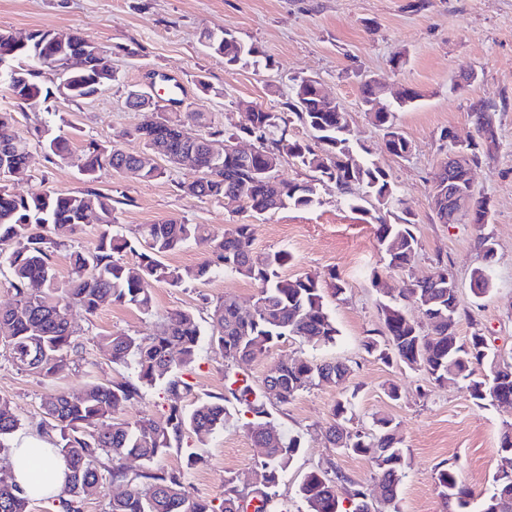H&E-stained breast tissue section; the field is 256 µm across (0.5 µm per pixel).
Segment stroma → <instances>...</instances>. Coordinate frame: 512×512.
<instances>
[{
  "mask_svg": "<svg viewBox=\"0 0 512 512\" xmlns=\"http://www.w3.org/2000/svg\"><path fill=\"white\" fill-rule=\"evenodd\" d=\"M39 28L77 29L112 51L116 79L93 98L66 99L47 73L40 83L51 94L37 107L18 105L0 89V112L14 117L12 134L29 139L39 126L49 136L68 138L76 154L91 141L108 145L116 141L126 149L143 151L141 142L126 137L145 116L126 104L127 92L133 88L164 106L167 117L182 121L184 132L191 136L200 134L201 128L186 120L189 111L204 113L208 123L228 131L245 121L244 105L285 111L298 76L317 78L326 93L346 107L351 140L371 150L414 214L419 249L405 270L388 269L374 223L352 210L329 181L319 185L317 205L253 216L183 194L180 183L196 176L186 164L167 168L153 181L105 174L90 183L75 164L36 147L27 178L11 189L25 194L35 189L67 193L91 188L110 194L118 202L113 229L130 239L139 225L168 218L209 225L218 235L231 225L248 224L255 257L280 249L291 254L282 269L284 276L315 274L324 279L336 272L344 286L342 294L328 300L340 330L336 344L315 347L293 336L239 364V371L259 385L280 360L348 361L352 372L347 386L355 392L356 426L370 428L373 418L382 416L397 425L408 462L399 488V512H447L435 479L444 462L456 464L474 495L487 492L504 463L499 442L502 432L512 426V407H477L465 384L438 385L425 372L398 362L384 363L365 352L363 340L368 330L380 325L382 295L373 280L397 288L429 276L441 260L458 284L459 305L467 313L458 324V335H470L473 326H480L495 352L502 359L512 358V0H0V30ZM224 29L258 47L270 58V67H229L201 46L202 31ZM396 54L404 60L398 68L390 63ZM471 71L476 72V80L459 88V76ZM202 80L210 85V92L200 90ZM368 80L383 86L388 101L406 86L421 93L414 107L397 115L411 145L406 156L386 151L383 131L361 109L359 89ZM173 81L183 89L176 99L169 94ZM474 100L484 101L496 112L497 147L472 168L477 195L490 203L486 230L496 251L489 263L477 246L476 226L466 218L455 224L438 223L430 204L432 186L448 154L444 132H453L461 141L476 135L468 111ZM486 264L492 270L493 286L488 294L478 295L471 287V275ZM256 295L254 281L220 275L179 288L156 284L149 315L109 301L90 315L72 311L70 320L79 330L78 351L69 367L46 379L18 369L0 349V397L12 401L22 422L13 445L43 447L56 438L53 422L41 407L47 394H72L92 380L109 384L130 376V369L112 365L98 344L99 335L149 336L168 316L182 310L193 311L205 326L216 301L234 297L248 312ZM183 377L190 389L179 398L155 387L141 402L118 413L116 422L159 419L172 403L190 409L199 400L223 392L224 359L202 347ZM394 384L400 388L396 400L388 396ZM339 396L336 387L323 385L271 406L274 421L282 429L300 433L302 446L283 474L269 512H301L298 485L307 472L321 465L335 464L354 483L373 486L376 469L371 458L339 453L325 438ZM264 453L247 430L234 423L202 443L184 434L180 446L170 448L157 464L183 471L194 495L217 503L223 497L225 477L242 485L251 483Z\"/></svg>",
  "mask_w": 512,
  "mask_h": 512,
  "instance_id": "stroma-1",
  "label": "stroma"
}]
</instances>
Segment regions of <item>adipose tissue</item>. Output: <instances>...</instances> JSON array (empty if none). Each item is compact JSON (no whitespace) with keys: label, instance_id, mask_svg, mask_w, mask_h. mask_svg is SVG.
I'll return each instance as SVG.
<instances>
[{"label":"adipose tissue","instance_id":"obj_1","mask_svg":"<svg viewBox=\"0 0 512 512\" xmlns=\"http://www.w3.org/2000/svg\"><path fill=\"white\" fill-rule=\"evenodd\" d=\"M11 473L18 487L34 498L56 496L64 488V466L51 453L30 459L26 456L25 448H15L11 458Z\"/></svg>","mask_w":512,"mask_h":512}]
</instances>
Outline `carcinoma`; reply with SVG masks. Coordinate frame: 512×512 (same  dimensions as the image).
Here are the masks:
<instances>
[{
    "label": "carcinoma",
    "instance_id": "cac0c4a2",
    "mask_svg": "<svg viewBox=\"0 0 512 512\" xmlns=\"http://www.w3.org/2000/svg\"><path fill=\"white\" fill-rule=\"evenodd\" d=\"M203 47L224 59L228 66L270 64L254 45H247L230 30L219 34L205 30L200 34ZM84 57V66L66 74V95L72 101L90 99L116 79L110 65V50L77 29L56 31L36 29L22 43L0 34V62L22 71L24 79L14 87L12 96L22 104L35 106L43 90L36 78L43 74V62L64 65L69 56ZM314 77L294 78L288 111L271 112L257 108L248 112L249 123L236 133L211 127L199 135L198 142L182 139L181 124L166 117L155 104L144 121L126 136L158 148L159 155L171 164L174 157L191 150L201 176L183 182L179 189L190 196L224 203L232 212L253 215L274 213L288 206L310 207L320 203L318 184L327 180L346 197L354 211L371 215L376 223L378 245L388 258V267L405 269L414 260L419 243L412 221L391 222L388 206L407 203L398 198L395 184L387 171L374 159L361 156L349 138L346 108L326 99ZM420 98L418 91L406 87L397 94L395 104L380 100L372 83L363 85L361 103L372 123L385 131L388 153L402 157L408 140L395 131V112L410 107ZM476 127L493 121L491 109L481 101L469 106ZM299 121L312 134L314 143L288 138V126ZM37 144L52 154L71 156L68 141L56 136L44 138L45 131L35 128ZM249 137L258 143L248 163L237 156L234 140ZM224 142V153L214 154L212 142ZM31 152V142L22 141L18 154H0V166L22 164ZM484 150L480 141H469L461 155L459 176L467 174L479 162ZM315 173L308 181L276 178L261 181L253 172L268 163H280L283 156ZM78 168L93 180L102 172H135L150 181L165 170L145 167L138 154L117 144L91 142L77 157ZM377 202L369 210L366 205ZM116 200L91 189L50 194L34 190L18 195L9 190V182H0V264L9 267L14 302L0 310V345L17 368L42 377H50L67 366L70 353L77 348V328L71 325V310L94 313L111 301L131 306L143 314L153 310V286L165 282L178 287L188 281L208 279L224 272L237 274L258 283L255 315L244 317L237 302L226 297L217 301L210 313V332L204 334L190 311L170 315L152 336L112 333L99 336L100 345L114 365L133 369V375L107 384L92 381L79 394L51 393L44 399V412L56 423L59 439L54 452L66 467V482L57 496L62 512H80L83 493L98 486L103 477L114 483L129 484L132 489L112 497L109 512H245L243 504L257 499L256 512H266L276 497L275 488L301 448V436L276 427L267 411V403L286 404L299 393L322 384L341 388V397L333 407L334 423L326 432L332 447L345 453L372 454L381 497L398 512L396 499L406 460L392 419L380 417L369 430L353 426V396L346 395L350 367L340 360L317 362L302 358L273 364L256 389L249 379L230 368L254 358L288 336H297L315 346H333L340 330L325 302L322 280L316 275L288 278L281 269L290 261L286 250L253 257L252 229L249 224H233L224 234H213L205 224H184L166 219L139 226L135 239L112 233L116 223ZM96 214L100 231L93 247L74 249L69 254L71 276L62 282L52 263V249L64 245L62 237L75 233L85 224L86 213ZM189 243L202 247L206 259L194 268L180 269L165 264L162 258ZM138 253L139 262L130 267L117 255ZM475 293L490 290L488 267L473 271ZM415 304L421 320L408 317L405 307ZM461 318L458 297L445 280L432 277L398 289V293L380 306L383 328L369 331L363 348L369 355L390 363L394 360L412 370H424L441 385L458 380L468 382L475 405L507 403L512 405V363L501 361L497 371L492 364L487 336L473 326L470 336L457 334ZM208 336L210 348L224 357V393L212 400L198 402L186 412L177 404L169 407L162 420L143 417L137 421L112 424L105 430H92L98 421L114 417L124 406L143 400L146 390L162 386L176 396L189 390L180 370L191 365ZM247 417L244 426L256 443L265 448V458L256 474L253 489L241 488L233 477L224 479V498L220 505L195 496L185 485L179 471L148 468L129 477L120 464L125 457L147 463L163 455L186 432L204 441L210 435ZM21 425L12 402L0 398V459H10L11 435ZM111 462L101 467L102 458ZM348 478L333 467L308 472L298 485L297 496L305 512H343L341 494L359 507L367 491L358 485L346 488ZM436 483L445 502L455 512H512V473H498L490 492L474 501L472 491L461 480L458 468L444 463L436 472ZM31 499L15 485L0 483V512H28Z\"/></svg>",
    "mask_w": 512,
    "mask_h": 512
}]
</instances>
